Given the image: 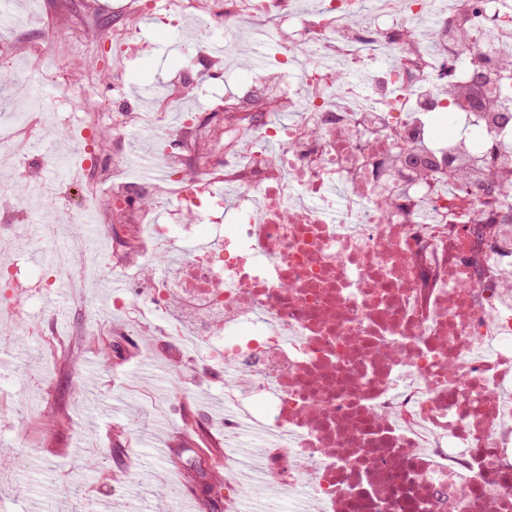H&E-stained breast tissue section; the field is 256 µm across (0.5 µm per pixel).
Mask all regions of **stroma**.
<instances>
[{
	"instance_id": "1",
	"label": "stroma",
	"mask_w": 512,
	"mask_h": 512,
	"mask_svg": "<svg viewBox=\"0 0 512 512\" xmlns=\"http://www.w3.org/2000/svg\"><path fill=\"white\" fill-rule=\"evenodd\" d=\"M140 0H54L55 18L41 17L34 24L24 19L32 0H10L19 22L11 51L0 54V102L27 101L26 73L55 67L49 92L68 86L74 93L96 86L111 95L112 83L102 76L106 62L85 54L60 56L35 53L48 46L72 23H80L85 38H92L114 15L126 13ZM245 0L234 24V37L224 48L225 79L208 80L192 89L184 104L205 112L222 102L225 85L250 83L256 72L247 61L251 33L268 17L257 4ZM215 23L205 13L190 16L184 28L142 25V46L124 62V97L142 110L154 107L153 96L134 98L135 88L159 85L192 56L197 36L210 33ZM71 125L30 122L23 141L12 149L27 160L41 158V146L53 147L62 158L80 165L82 141ZM84 246L76 241L71 251L52 253L49 246L31 242L19 246L7 240L9 259L36 271L54 261L65 267L69 295L58 289L40 292L28 307L31 320L66 326L88 319V335L58 336L54 346L40 337L16 331L0 343V443L14 448L17 479L0 490V512H184V477L176 460L192 463L208 449L223 446L224 436L193 433L201 420L221 417L224 400L220 381L196 382L185 365L175 364V344L162 335L163 319L141 328L137 352L117 353L118 330L127 328L109 299L123 291L126 274L104 269L93 279H81L77 258Z\"/></svg>"
}]
</instances>
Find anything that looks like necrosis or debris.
<instances>
[{
  "label": "necrosis or debris",
  "mask_w": 512,
  "mask_h": 512,
  "mask_svg": "<svg viewBox=\"0 0 512 512\" xmlns=\"http://www.w3.org/2000/svg\"><path fill=\"white\" fill-rule=\"evenodd\" d=\"M269 2L277 71L226 89L224 107L279 152L230 169L232 129L200 151L214 115L188 116L161 155L178 191L166 209L156 184L121 178L129 110L65 92L37 105L80 113L87 140L112 124L108 180L89 153L72 180L99 200L100 225L122 227L110 260L133 276L112 306L159 316L201 377L223 380L225 447L258 430L255 465L224 458V512H241L255 474L301 512H512V123L499 84L512 0H450L426 45L408 24L428 0H378L365 27L355 0H327L314 20ZM383 46L395 61L363 91L320 64L333 52L362 67ZM257 104L293 118L253 120ZM18 127L0 114V165L43 189L57 156L27 167L8 147ZM181 240L192 250L153 274ZM27 276L0 266V327L24 326Z\"/></svg>",
  "instance_id": "1"
}]
</instances>
